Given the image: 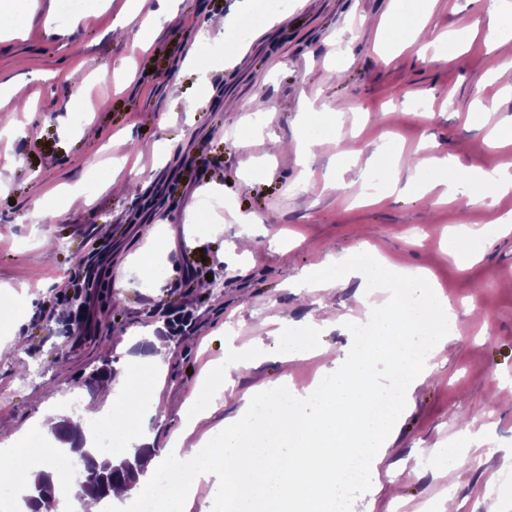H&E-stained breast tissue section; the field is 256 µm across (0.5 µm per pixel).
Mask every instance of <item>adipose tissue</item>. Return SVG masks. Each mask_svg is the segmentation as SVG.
<instances>
[{"label":"adipose tissue","instance_id":"1","mask_svg":"<svg viewBox=\"0 0 512 512\" xmlns=\"http://www.w3.org/2000/svg\"><path fill=\"white\" fill-rule=\"evenodd\" d=\"M126 10L138 20L133 41L139 45L148 44L175 18L168 6L149 9L145 0H127ZM343 268L367 290L406 282L426 310L425 325L410 326L399 318L396 305H389L372 342L352 349L329 372L330 389L317 394L302 388L288 406L278 404L275 387L260 385L242 396L236 416L217 425L221 439L206 449L192 435L224 399L223 386H216L207 404L195 409L183 430L166 443L159 461L164 466L177 461L197 465L198 481L223 486L229 512H328L337 471L352 459L376 469L393 441L398 414L385 415L372 434L360 427L361 413L383 391L376 370L403 375L406 392H414L455 330L451 301L433 289L423 269L382 262L368 269L349 261ZM163 368L161 355L155 354L123 369L119 382L126 393L125 409L157 412V405H146L140 394L146 374H160ZM258 402L272 406L273 414L256 424L250 416Z\"/></svg>","mask_w":512,"mask_h":512}]
</instances>
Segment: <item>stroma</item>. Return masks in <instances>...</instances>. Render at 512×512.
<instances>
[{"label": "stroma", "mask_w": 512, "mask_h": 512, "mask_svg": "<svg viewBox=\"0 0 512 512\" xmlns=\"http://www.w3.org/2000/svg\"><path fill=\"white\" fill-rule=\"evenodd\" d=\"M9 13L0 38V81L24 86L0 95V119L25 136L0 139V338L17 350L0 360V429L27 440L41 412L69 413L73 395L90 400V373L103 358L127 364L134 335L167 333L161 381L144 385L166 407L150 419L156 443L178 433L185 403L225 360L262 346L255 365L231 373L223 404L195 438L234 415L242 393L267 383L302 387L355 347L352 321L367 317L357 280L330 278L303 288L302 275L325 260L376 259L428 269L452 300L457 327L411 401L396 407L399 430L376 471L352 486L344 512H498L512 499V192L489 198L461 191L447 204L444 183L427 178L433 154L471 173L512 163L490 148L492 131L512 122V68L497 69L489 0H404L405 24L453 34L439 58L409 46L381 49L379 20L392 0H172L179 23L149 49L115 40L126 0H93L90 11L47 22ZM228 17L240 40L216 37L209 18ZM195 52L197 64L183 60ZM92 63L79 100L69 77ZM107 109H97L99 100ZM317 117L305 120L303 100ZM488 105L482 119L472 111ZM261 127L240 142L246 120ZM173 154L157 163V147ZM398 158L401 181L380 173L378 149ZM137 163L151 184L132 197L109 187L116 159ZM423 177L416 194L409 176ZM224 211L192 232L202 198ZM252 223H243V216ZM480 242L464 264L459 219ZM219 280L209 291L204 278ZM88 281L92 325L67 335L56 292ZM192 312V330L167 332V309ZM306 329L312 358L282 362L279 352ZM482 417H472L477 405ZM454 467L439 470L432 451Z\"/></svg>", "instance_id": "1"}]
</instances>
